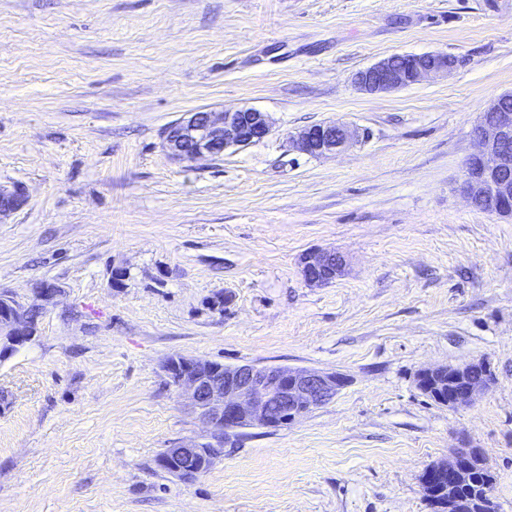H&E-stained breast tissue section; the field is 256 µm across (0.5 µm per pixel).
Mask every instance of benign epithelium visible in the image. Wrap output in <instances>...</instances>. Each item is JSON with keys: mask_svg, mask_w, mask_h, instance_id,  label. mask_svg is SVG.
Here are the masks:
<instances>
[{"mask_svg": "<svg viewBox=\"0 0 512 512\" xmlns=\"http://www.w3.org/2000/svg\"><path fill=\"white\" fill-rule=\"evenodd\" d=\"M410 63L396 66L386 57L358 71L356 88L366 94L391 92L417 84L431 76H446L457 66L455 57L441 52H426L409 56ZM512 97L505 92L493 99L485 111L494 113V120L480 124L476 138L477 153L467 159L458 190L472 204H481L502 217H512V110L502 102ZM272 133L267 113L255 108L236 110H198L187 112L169 125L165 134L168 154L178 160L213 158L221 148L245 147ZM357 129L344 124L320 123L306 127L293 138L295 148L312 156L336 153L359 141ZM24 203L19 189L0 187V217ZM305 281L314 286L326 285L345 272L346 260L335 251L313 249L301 259ZM33 308L0 294V358L15 347L31 341L37 333V323L31 318ZM164 369L171 383L186 396L189 405L210 425L209 439L179 448H167L161 464L172 477L185 481L197 471L198 464L221 457L224 439L244 428H275L281 416L294 420L303 409L316 408L333 399L345 385L336 372H321L307 368L253 364L226 366L202 358H182L168 361ZM453 373L460 385L443 405L456 409L466 405L491 380L490 370L482 362L436 366L421 370L418 387L430 392L441 385L444 375ZM469 477V456L455 451L447 459L433 465L423 478L433 512H460L461 502L454 494L456 486Z\"/></svg>", "mask_w": 512, "mask_h": 512, "instance_id": "obj_1", "label": "benign epithelium"}]
</instances>
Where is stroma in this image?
<instances>
[{"label":"stroma","instance_id":"35a3bbf8","mask_svg":"<svg viewBox=\"0 0 512 512\" xmlns=\"http://www.w3.org/2000/svg\"><path fill=\"white\" fill-rule=\"evenodd\" d=\"M431 51L458 58L448 77L352 84ZM510 90L512 0H0V185L26 196L0 219V293L61 290L0 361V512H433L421 476L460 448L512 512V218L457 190ZM239 107L272 134L167 154L184 113ZM328 121L366 137L291 146ZM315 248L346 274L308 285ZM175 356L347 383L182 482L156 459L209 428L163 370ZM475 359L493 380L470 405L416 385ZM359 137L360 133L356 128L323 122L302 129L292 141L298 151L322 156L352 146L359 141Z\"/></svg>","mask_w":512,"mask_h":512}]
</instances>
